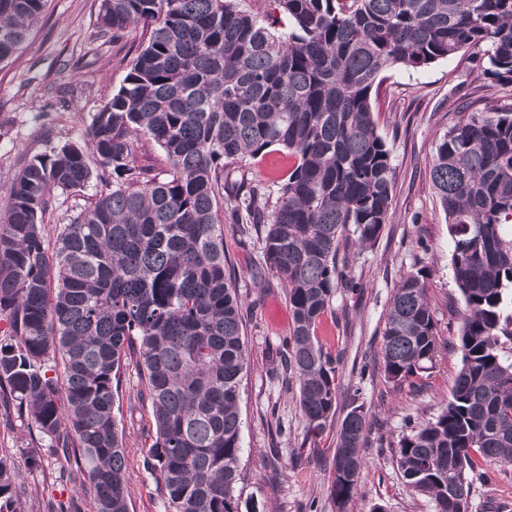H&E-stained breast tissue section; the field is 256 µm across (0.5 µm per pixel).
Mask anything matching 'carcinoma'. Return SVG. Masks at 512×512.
<instances>
[{
    "label": "carcinoma",
    "instance_id": "1",
    "mask_svg": "<svg viewBox=\"0 0 512 512\" xmlns=\"http://www.w3.org/2000/svg\"><path fill=\"white\" fill-rule=\"evenodd\" d=\"M100 0L97 37L147 39L82 147L33 156L0 204V407L31 420L42 447L74 459L66 499L46 512H129L113 413L125 368L150 404L145 467L171 512H239V390L248 366L243 299L224 253V201L238 234L264 227L263 262L285 286L293 332L282 367L299 382L308 432L336 415V359L317 336L341 287L340 246L372 247L391 222L394 168L373 118L382 74L485 45L480 76L512 86V0ZM45 0H0V64ZM151 140L168 170L137 164ZM276 147L295 158L276 193L231 167ZM99 164L94 172L91 160ZM101 189L81 200L91 179ZM430 179L448 218L464 304L461 367L448 404L396 447L406 485L435 512H469L485 465L512 466V108L487 102L438 139ZM74 199L48 235L55 194ZM423 271L402 275L380 347L401 384L439 356ZM61 360L62 372L53 362ZM364 404L336 429L329 488L349 502L365 466ZM0 448V512H19L20 465Z\"/></svg>",
    "mask_w": 512,
    "mask_h": 512
}]
</instances>
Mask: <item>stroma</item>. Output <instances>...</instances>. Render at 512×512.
Masks as SVG:
<instances>
[{
    "mask_svg": "<svg viewBox=\"0 0 512 512\" xmlns=\"http://www.w3.org/2000/svg\"><path fill=\"white\" fill-rule=\"evenodd\" d=\"M99 0H47L37 27L17 56L0 64V199L13 175L48 145L84 142L92 116L120 87L125 69L115 55L134 56L143 41L134 33L119 47L96 39ZM483 51L439 60L421 69L385 73L374 97L378 133L391 151L396 171L393 218L377 243L359 255H347L346 273L357 289H338L335 319L318 329L320 339L340 360L337 417L352 402L364 403L373 417L364 448L367 465L360 489L346 512H434L426 497L403 483L392 443L406 431V419H428L447 403L460 367L463 301L451 265L448 223L430 180L436 141L461 116L468 95H479L474 70ZM293 164L287 154L266 150L246 158L243 167L255 183L276 190ZM260 238L240 243L232 214L224 216V252L237 275L244 300L242 319L248 368L240 386L242 420L239 512H336L329 495L336 428L308 434L296 402L297 383L283 384L276 368L282 341L292 329L284 286L262 270ZM426 269L427 293L437 317L442 358L412 382H389L379 361V347L393 288L407 271ZM136 375L124 373L114 412L123 432L131 512H170L144 468L145 435L154 423L149 406L130 399ZM63 456L44 452L38 470L21 469L25 488L21 512H36L48 496L51 479L66 467ZM471 512H512V466L496 468L490 480H476Z\"/></svg>",
    "mask_w": 512,
    "mask_h": 512,
    "instance_id": "stroma-1",
    "label": "stroma"
}]
</instances>
